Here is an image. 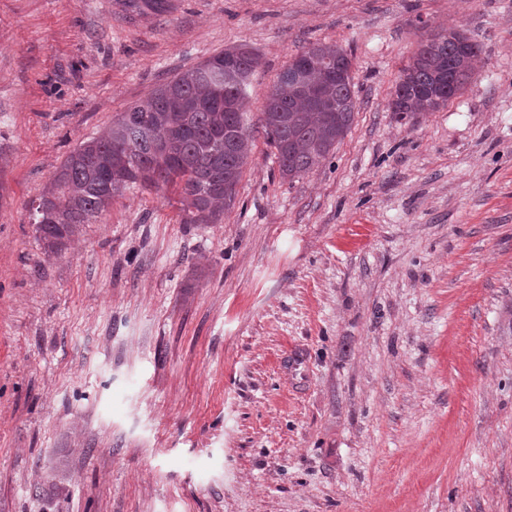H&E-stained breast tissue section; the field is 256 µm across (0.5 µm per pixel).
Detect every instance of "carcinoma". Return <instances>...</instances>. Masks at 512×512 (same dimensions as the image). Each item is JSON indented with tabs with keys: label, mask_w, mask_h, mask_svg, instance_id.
<instances>
[{
	"label": "carcinoma",
	"mask_w": 512,
	"mask_h": 512,
	"mask_svg": "<svg viewBox=\"0 0 512 512\" xmlns=\"http://www.w3.org/2000/svg\"><path fill=\"white\" fill-rule=\"evenodd\" d=\"M480 46L462 30L440 29L401 69L389 104L397 120L436 111L473 75ZM334 44L316 42L280 73L266 99L262 127L280 174L293 179L325 161L347 135L357 100L346 62ZM255 54L238 45L178 74L143 104L120 113L102 133L79 144L37 202L36 229L56 254L129 186L172 188L181 223L215 224L235 200L251 153L243 125L244 86ZM220 70L214 82L209 72Z\"/></svg>",
	"instance_id": "cac0c4a2"
}]
</instances>
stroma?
<instances>
[{"mask_svg":"<svg viewBox=\"0 0 512 512\" xmlns=\"http://www.w3.org/2000/svg\"><path fill=\"white\" fill-rule=\"evenodd\" d=\"M168 4L0 0V512H512V0ZM438 27L473 77L397 121ZM317 41L358 108L288 180L262 112ZM240 43L254 146L220 223L137 185L47 255L29 205L67 155Z\"/></svg>","mask_w":512,"mask_h":512,"instance_id":"stroma-1","label":"stroma"}]
</instances>
